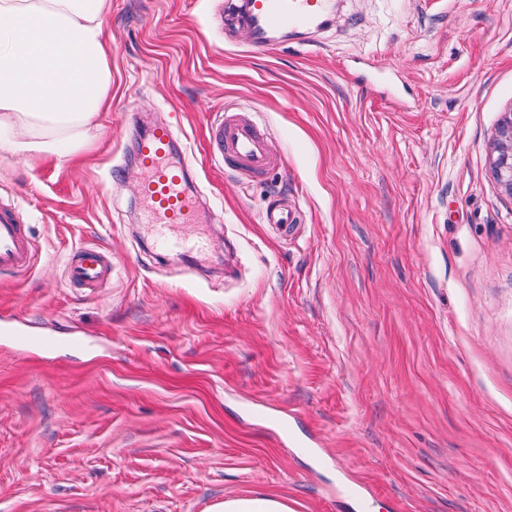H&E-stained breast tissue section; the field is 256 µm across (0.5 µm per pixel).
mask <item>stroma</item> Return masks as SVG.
<instances>
[{
	"label": "stroma",
	"instance_id": "1",
	"mask_svg": "<svg viewBox=\"0 0 512 512\" xmlns=\"http://www.w3.org/2000/svg\"><path fill=\"white\" fill-rule=\"evenodd\" d=\"M223 2L112 0L96 143L0 153L38 254L0 277V512H512V195L489 168L512 0H341L266 53L225 43ZM238 105L284 157L253 180L209 149ZM157 123L204 254L141 222ZM274 188L305 214L285 243L259 222ZM86 246L112 263L91 290L66 272ZM217 509V512H288L289 510L287 504L265 495L226 500Z\"/></svg>",
	"mask_w": 512,
	"mask_h": 512
}]
</instances>
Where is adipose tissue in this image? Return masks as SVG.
I'll return each mask as SVG.
<instances>
[{"label":"adipose tissue","mask_w":512,"mask_h":512,"mask_svg":"<svg viewBox=\"0 0 512 512\" xmlns=\"http://www.w3.org/2000/svg\"><path fill=\"white\" fill-rule=\"evenodd\" d=\"M110 0H0V151L65 164L99 136L112 90Z\"/></svg>","instance_id":"adipose-tissue-1"}]
</instances>
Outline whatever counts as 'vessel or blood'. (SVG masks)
I'll list each match as a JSON object with an SVG mask.
<instances>
[{
    "mask_svg": "<svg viewBox=\"0 0 512 512\" xmlns=\"http://www.w3.org/2000/svg\"><path fill=\"white\" fill-rule=\"evenodd\" d=\"M332 0H226L218 16L224 30L240 28L248 35V46L267 52L283 41L282 34L293 28L319 22ZM210 150L220 156L238 176L256 178L279 165L282 155L270 134L248 108L240 106L225 112L211 127ZM178 134L169 124L154 125L140 137L135 158L142 178L139 196L157 232L161 248L195 252L202 241L182 235L181 227L195 221L197 203L186 189L188 161H172ZM299 203L289 201L287 193L274 194L263 208L260 221L282 240L293 236L300 221ZM34 248L28 230L12 206L0 205V271H28L34 263ZM112 269L101 251L78 249L68 266L71 282L94 285L109 278Z\"/></svg>",
    "mask_w": 512,
    "mask_h": 512,
    "instance_id": "1",
    "label": "vessel or blood"
}]
</instances>
